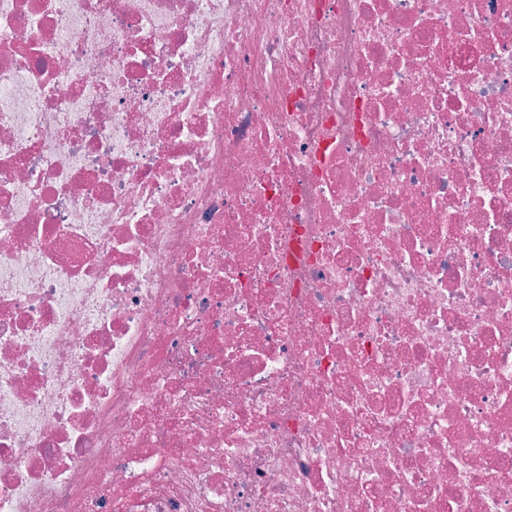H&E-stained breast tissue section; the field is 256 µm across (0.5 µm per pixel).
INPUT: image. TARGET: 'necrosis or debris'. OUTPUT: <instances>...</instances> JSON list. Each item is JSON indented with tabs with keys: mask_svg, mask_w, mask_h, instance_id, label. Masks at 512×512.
I'll list each match as a JSON object with an SVG mask.
<instances>
[{
	"mask_svg": "<svg viewBox=\"0 0 512 512\" xmlns=\"http://www.w3.org/2000/svg\"><path fill=\"white\" fill-rule=\"evenodd\" d=\"M0 512H512V0H0Z\"/></svg>",
	"mask_w": 512,
	"mask_h": 512,
	"instance_id": "necrosis-or-debris-1",
	"label": "necrosis or debris"
}]
</instances>
